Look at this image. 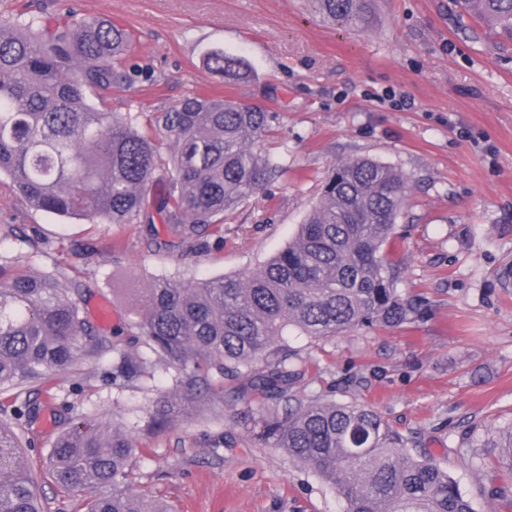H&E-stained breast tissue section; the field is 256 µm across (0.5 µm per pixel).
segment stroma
Returning a JSON list of instances; mask_svg holds the SVG:
<instances>
[{"label": "stroma", "instance_id": "35a3bbf8", "mask_svg": "<svg viewBox=\"0 0 512 512\" xmlns=\"http://www.w3.org/2000/svg\"><path fill=\"white\" fill-rule=\"evenodd\" d=\"M30 12L106 17L134 35L133 85L88 93L109 112L150 115L194 92L262 106L260 148L280 176L194 245L170 244L163 222L92 224L32 208L0 176V265L82 285L80 314L131 353L141 288L154 278L242 274L284 248L336 165L369 157L408 178L405 214L384 247L403 293L425 294L422 319L328 340L289 331L309 359L304 396L375 407L419 453L437 460L475 512H512V469L490 442L512 428V39L457 0H375L366 30L322 23L305 0H0V20ZM240 56L227 80L209 52ZM111 354L52 375L44 390H0V413L38 407L22 448L44 512H86L87 499L52 481L57 435L82 418L136 436L129 482L173 512H343L334 489L283 450L260 447L214 402L152 425L171 374L113 384Z\"/></svg>", "mask_w": 512, "mask_h": 512}]
</instances>
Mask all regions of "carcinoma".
<instances>
[{
	"label": "carcinoma",
	"mask_w": 512,
	"mask_h": 512,
	"mask_svg": "<svg viewBox=\"0 0 512 512\" xmlns=\"http://www.w3.org/2000/svg\"><path fill=\"white\" fill-rule=\"evenodd\" d=\"M331 25L362 29L374 0H310ZM464 9L512 36V0H462ZM131 36L109 19L30 15L0 22V174L31 206L101 224H152L180 244L224 223L277 174L259 144L267 112L232 99L185 96L148 118L147 130L86 101V90L132 83L123 62ZM213 72L243 77L244 61L207 55ZM163 183L151 197V183ZM408 182L368 157L336 165L319 201L286 247L242 275L150 282L129 330L146 352H116L112 375L137 381L172 373V394L201 395L236 410L259 444L281 448L341 496L343 512H474L441 464L410 452L414 438L364 403L303 398L306 360L284 341L412 323L427 306L406 296L383 252L403 215ZM52 274L10 275L0 266V386L40 384L113 349L80 317L75 294ZM177 402L152 417L167 425ZM138 447L123 428L83 419L56 438L49 475L89 497L87 512H171L125 483ZM493 447L512 467V428ZM110 486L112 494L97 489ZM0 512H42L19 433L0 418Z\"/></svg>",
	"instance_id": "carcinoma-1"
}]
</instances>
